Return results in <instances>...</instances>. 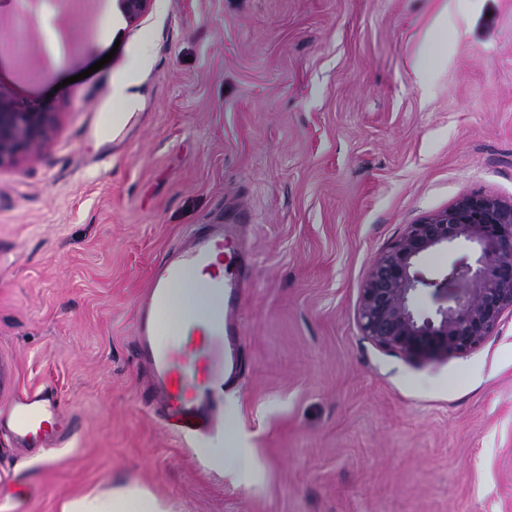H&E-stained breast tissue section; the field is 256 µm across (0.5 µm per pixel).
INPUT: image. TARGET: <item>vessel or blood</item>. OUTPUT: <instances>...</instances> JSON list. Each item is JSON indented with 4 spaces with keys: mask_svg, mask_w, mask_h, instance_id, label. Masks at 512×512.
<instances>
[{
    "mask_svg": "<svg viewBox=\"0 0 512 512\" xmlns=\"http://www.w3.org/2000/svg\"><path fill=\"white\" fill-rule=\"evenodd\" d=\"M233 225L201 224L152 265L136 301L135 353L148 374L153 411L165 431L193 440L224 427V394L240 388L244 329L236 318L253 262L237 247ZM209 270L201 289L210 309L182 313L174 292L187 268ZM0 432L20 450L58 446L70 438L72 418L49 388L19 391L10 364L0 365Z\"/></svg>",
    "mask_w": 512,
    "mask_h": 512,
    "instance_id": "vessel-or-blood-1",
    "label": "vessel or blood"
}]
</instances>
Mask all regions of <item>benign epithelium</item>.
I'll return each mask as SVG.
<instances>
[{
	"label": "benign epithelium",
	"mask_w": 512,
	"mask_h": 512,
	"mask_svg": "<svg viewBox=\"0 0 512 512\" xmlns=\"http://www.w3.org/2000/svg\"><path fill=\"white\" fill-rule=\"evenodd\" d=\"M127 24H139L154 0H116ZM58 121L53 107L0 96V167L40 154ZM466 246L471 256L427 277L422 260ZM421 295L433 307L416 308ZM512 313V204L466 193L450 206L405 226L369 265L357 307L363 336L377 348L408 360L465 355Z\"/></svg>",
	"instance_id": "obj_1"
}]
</instances>
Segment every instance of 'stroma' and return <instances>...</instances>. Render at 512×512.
Segmentation results:
<instances>
[{
	"label": "stroma",
	"mask_w": 512,
	"mask_h": 512,
	"mask_svg": "<svg viewBox=\"0 0 512 512\" xmlns=\"http://www.w3.org/2000/svg\"><path fill=\"white\" fill-rule=\"evenodd\" d=\"M451 2L422 89L440 0H155L133 28L114 0H0V26L37 38L46 12L67 39L56 63L37 38L0 65V94L59 114L0 168V360L79 420L50 467L0 434V512L133 481L174 512H512V315L416 362L356 318L405 225L465 193L512 203V0ZM121 106L109 166H85L91 113ZM217 217L254 263L224 399L259 462L246 486L145 411L131 352L152 262ZM452 24V15L448 13V1L441 0V6L438 10L437 14L432 19L430 25L427 27L422 43L425 45L428 55V61L425 59H420L416 61L413 66V73L418 83H424L427 75L428 68L431 67L430 63L442 57V54L438 48L431 42V35L448 27V25Z\"/></svg>",
	"instance_id": "stroma-1"
}]
</instances>
